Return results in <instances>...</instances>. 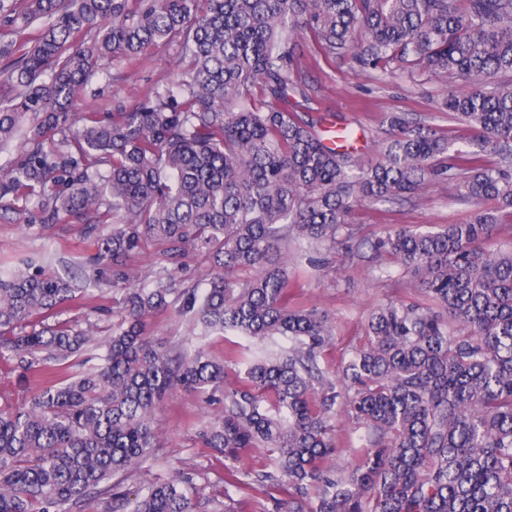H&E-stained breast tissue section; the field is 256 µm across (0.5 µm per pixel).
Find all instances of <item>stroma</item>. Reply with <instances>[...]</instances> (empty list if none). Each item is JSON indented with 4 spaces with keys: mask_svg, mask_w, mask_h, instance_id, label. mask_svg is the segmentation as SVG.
I'll list each match as a JSON object with an SVG mask.
<instances>
[{
    "mask_svg": "<svg viewBox=\"0 0 512 512\" xmlns=\"http://www.w3.org/2000/svg\"><path fill=\"white\" fill-rule=\"evenodd\" d=\"M180 56V44L173 40L151 48L140 61L113 62L109 79L95 84L92 92L78 101V111L108 112L118 105L135 106L155 89L178 79ZM297 56L298 76L308 95L301 103V111L332 113L335 122L360 133L356 147L360 164L376 160L377 145L388 137L387 118L393 113L416 124L448 131L457 148L473 150L478 132L461 126L437 108L438 100L451 89L446 84L425 75L412 80L397 72L363 71L351 56L325 58L306 38L302 39ZM451 194V188L429 182L408 201L354 206L347 217L356 229L349 252L330 254L319 268L304 263L289 269L291 304L325 310L331 318V344L320 361L330 375H337L344 361L366 343L368 318L378 305L420 298L410 286L411 273L393 257L375 256L370 240L399 225L430 231L442 224L468 222L470 206L455 202ZM87 253L82 225L53 224L30 230L22 216L9 214L0 218V269L7 271L19 260L30 259L66 277L74 273L75 262ZM120 315L111 288L92 286L87 292L77 293L60 317L80 326L91 321L105 330ZM222 410L218 403L206 405L203 395L196 392L181 391L168 398L157 416L160 444L141 469L127 475L122 490L136 491L180 474L190 483L195 512H218L224 505L234 512H278V503L285 497L279 487L225 485L223 456L203 447L200 432ZM332 425L339 450L335 465L341 471L351 470L364 454L362 431L345 413L336 416Z\"/></svg>",
    "mask_w": 512,
    "mask_h": 512,
    "instance_id": "1",
    "label": "stroma"
}]
</instances>
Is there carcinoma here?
Segmentation results:
<instances>
[{
	"mask_svg": "<svg viewBox=\"0 0 512 512\" xmlns=\"http://www.w3.org/2000/svg\"><path fill=\"white\" fill-rule=\"evenodd\" d=\"M39 20L37 37H19ZM359 33L363 68L469 84L442 109L512 153V0H0V58L13 61L0 71V149H19L0 166V210L30 227L84 225L89 281L123 304L96 363L69 375L99 333L49 323L76 283L25 260L0 274V358L37 382L28 408L0 405V512L101 499L194 512L183 478L133 499L112 482L152 455L156 411L179 389L224 403L204 446L224 454L227 484L280 487V512H512V250L480 248L500 215L512 219V170L397 115L371 166L330 146L327 117L294 109L307 97L294 49L305 35L341 55ZM175 38L186 62L176 83L130 109L75 111L107 64ZM454 168L461 199L477 206L469 222L400 226L372 244L426 302L374 309L368 344L342 367L369 451L341 473L331 425L341 392L318 363L331 320L290 305L288 258L352 237L353 204L452 184ZM150 240L166 265L135 283L130 263ZM192 252L209 269L185 286L171 269ZM170 309L206 334L286 338L288 352L253 359L230 347L215 360L189 340L163 345L144 321ZM248 451L273 469L244 470Z\"/></svg>",
	"mask_w": 512,
	"mask_h": 512,
	"instance_id": "cac0c4a2",
	"label": "carcinoma"
}]
</instances>
